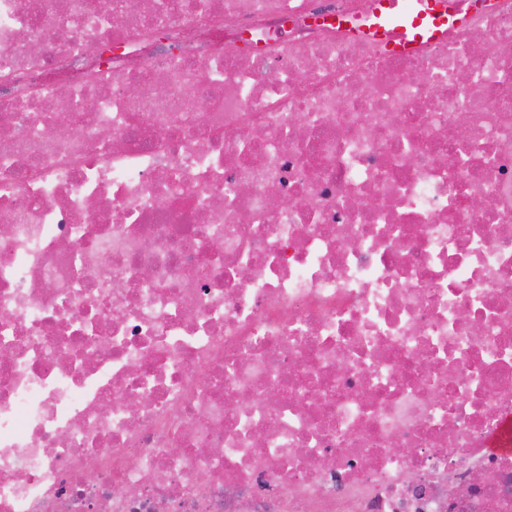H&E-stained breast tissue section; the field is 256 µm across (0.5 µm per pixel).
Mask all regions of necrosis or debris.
I'll return each instance as SVG.
<instances>
[{"label": "necrosis or debris", "instance_id": "1", "mask_svg": "<svg viewBox=\"0 0 512 512\" xmlns=\"http://www.w3.org/2000/svg\"><path fill=\"white\" fill-rule=\"evenodd\" d=\"M114 2L0 0V512H512V0ZM375 13L379 23L399 22L395 38L383 42L388 54H409L437 42L449 27L462 22L448 18L433 0H378Z\"/></svg>", "mask_w": 512, "mask_h": 512}]
</instances>
